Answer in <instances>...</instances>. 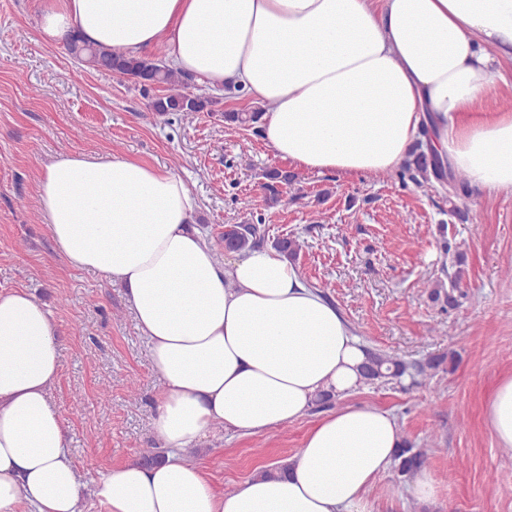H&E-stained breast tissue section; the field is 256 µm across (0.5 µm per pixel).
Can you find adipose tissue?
I'll use <instances>...</instances> for the list:
<instances>
[{"mask_svg": "<svg viewBox=\"0 0 512 512\" xmlns=\"http://www.w3.org/2000/svg\"><path fill=\"white\" fill-rule=\"evenodd\" d=\"M73 32L131 57L165 44L173 70L246 92L288 163L386 174L426 127L427 150L469 187L512 190V109L487 106L512 61V0H44L42 40ZM37 183L61 256L126 287L161 384L165 457L100 470L92 495L105 512H372L404 440L376 407L326 412L296 454L228 493L192 457L214 426L263 435L319 393L359 386L366 353L318 288L273 249L221 261L173 170L74 155L44 164ZM55 336L28 290L0 289V512H78L82 483L50 401ZM486 422L512 451V375L493 388Z\"/></svg>", "mask_w": 512, "mask_h": 512, "instance_id": "adipose-tissue-1", "label": "adipose tissue"}]
</instances>
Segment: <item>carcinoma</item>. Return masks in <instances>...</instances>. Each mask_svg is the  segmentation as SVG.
<instances>
[{
    "label": "carcinoma",
    "instance_id": "cac0c4a2",
    "mask_svg": "<svg viewBox=\"0 0 512 512\" xmlns=\"http://www.w3.org/2000/svg\"><path fill=\"white\" fill-rule=\"evenodd\" d=\"M68 52L78 61L97 71H107L127 77L134 81L142 94L149 100L150 110L163 120L171 115H194L209 112L214 101L190 90L186 79L170 70L165 62V51L156 48L151 56L128 57L111 48H96L84 43L74 36L66 42ZM165 88V93L157 94L155 90ZM263 111L226 112L224 122L243 127H251L261 120ZM420 151L405 168L409 177L419 186L432 188L434 183H448V192L458 194L465 191L467 180L461 173L448 170L447 163L437 155L428 156L422 151L423 142H418ZM265 182L260 189L263 197L276 204L281 200L283 188L290 185L293 175L288 171L273 168L265 172ZM266 229L260 224H226L222 241L232 252L244 254L257 248L264 241ZM445 363L443 357H433L424 363L409 364L379 352L366 353L362 366V376L367 382L389 381L406 374L415 382L424 385L434 377L435 371ZM395 471L404 480L419 469L425 467L428 460L427 450L416 448L404 442L397 454Z\"/></svg>",
    "mask_w": 512,
    "mask_h": 512
}]
</instances>
